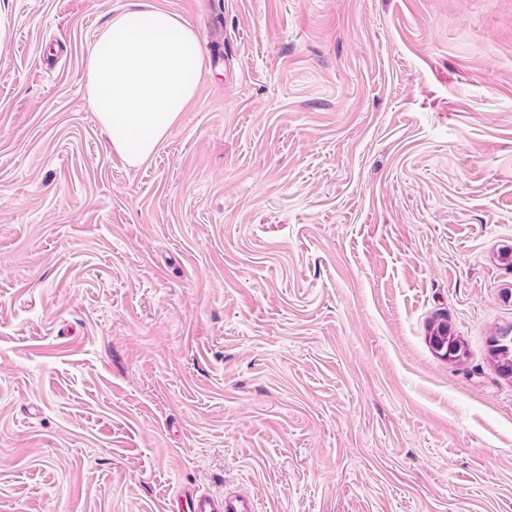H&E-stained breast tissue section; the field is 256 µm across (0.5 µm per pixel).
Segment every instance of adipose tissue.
<instances>
[{"mask_svg":"<svg viewBox=\"0 0 512 512\" xmlns=\"http://www.w3.org/2000/svg\"><path fill=\"white\" fill-rule=\"evenodd\" d=\"M200 56L179 15L136 0L89 49L85 97L129 165L144 162L192 102Z\"/></svg>","mask_w":512,"mask_h":512,"instance_id":"adipose-tissue-1","label":"adipose tissue"}]
</instances>
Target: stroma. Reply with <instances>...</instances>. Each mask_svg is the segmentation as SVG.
Listing matches in <instances>:
<instances>
[{
  "label": "stroma",
  "instance_id": "stroma-1",
  "mask_svg": "<svg viewBox=\"0 0 512 512\" xmlns=\"http://www.w3.org/2000/svg\"><path fill=\"white\" fill-rule=\"evenodd\" d=\"M131 2L0 0V512H512V0H152L224 43L135 167ZM430 329V344L442 358L461 361L467 356L464 342L452 334L445 321L434 320ZM492 336L491 356L497 368L502 372L509 366L512 368V334L509 329ZM503 373V372H502ZM169 512H255L254 502L243 493H213L184 486L180 493L170 498Z\"/></svg>",
  "mask_w": 512,
  "mask_h": 512
}]
</instances>
